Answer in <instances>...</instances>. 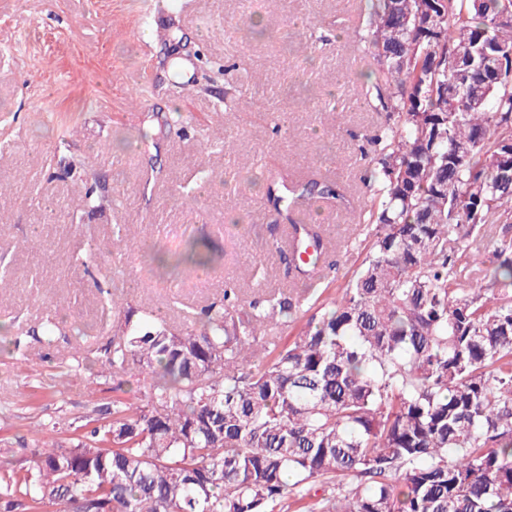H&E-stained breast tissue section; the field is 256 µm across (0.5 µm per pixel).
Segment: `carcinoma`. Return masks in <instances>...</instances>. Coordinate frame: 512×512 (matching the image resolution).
<instances>
[{"mask_svg":"<svg viewBox=\"0 0 512 512\" xmlns=\"http://www.w3.org/2000/svg\"><path fill=\"white\" fill-rule=\"evenodd\" d=\"M512 0H375L363 16L366 102L385 119L360 176L361 266L328 306L317 224H290L293 286L224 300L181 332L123 309L102 364L137 395L18 464L0 458L4 512H512ZM277 212L340 203L327 174L274 177ZM502 225L485 264L466 242ZM102 253L125 271L113 225ZM208 270L203 240L150 253ZM317 307L304 323L303 308ZM278 335L272 336L270 332Z\"/></svg>","mask_w":512,"mask_h":512,"instance_id":"cac0c4a2","label":"carcinoma"}]
</instances>
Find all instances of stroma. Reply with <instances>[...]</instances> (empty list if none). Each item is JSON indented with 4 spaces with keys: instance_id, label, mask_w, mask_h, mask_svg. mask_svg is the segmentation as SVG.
<instances>
[{
    "instance_id": "1",
    "label": "stroma",
    "mask_w": 512,
    "mask_h": 512,
    "mask_svg": "<svg viewBox=\"0 0 512 512\" xmlns=\"http://www.w3.org/2000/svg\"><path fill=\"white\" fill-rule=\"evenodd\" d=\"M144 2L0 0V258L13 280L0 290V450L15 460L35 448L38 425L61 413L85 421L118 394L98 360L114 319L100 289L180 331L184 312L222 301L247 265L248 290L287 287L275 246L289 219L264 196L268 176L320 169L346 186L344 205L310 206L332 242L320 303L364 257L344 241L366 234L355 220L360 149L383 117L363 102L375 62L340 29L370 0H166L153 29ZM244 16L255 32L237 29ZM307 41L318 46L310 57ZM332 89L346 107L340 121L320 109ZM275 114L287 121L278 133ZM219 134L232 155L212 148ZM116 224L132 225L143 253L118 275L85 265ZM190 236L221 259L206 276L171 281L147 253L178 252ZM60 308L71 316L46 336ZM76 352L88 367L66 373Z\"/></svg>"
}]
</instances>
